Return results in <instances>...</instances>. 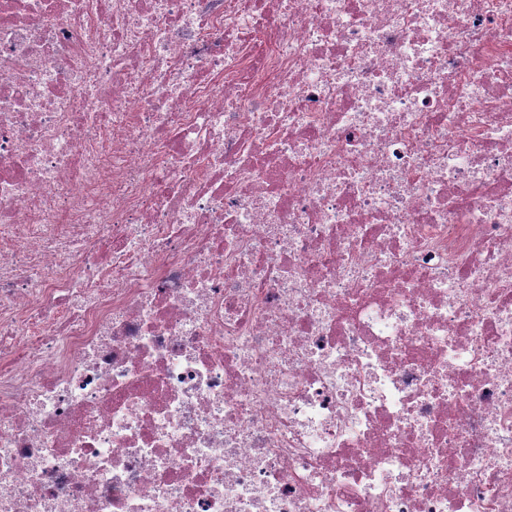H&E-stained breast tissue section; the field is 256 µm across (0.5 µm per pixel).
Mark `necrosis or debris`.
I'll return each mask as SVG.
<instances>
[{"instance_id":"necrosis-or-debris-1","label":"necrosis or debris","mask_w":512,"mask_h":512,"mask_svg":"<svg viewBox=\"0 0 512 512\" xmlns=\"http://www.w3.org/2000/svg\"><path fill=\"white\" fill-rule=\"evenodd\" d=\"M0 512H512V0H0Z\"/></svg>"}]
</instances>
